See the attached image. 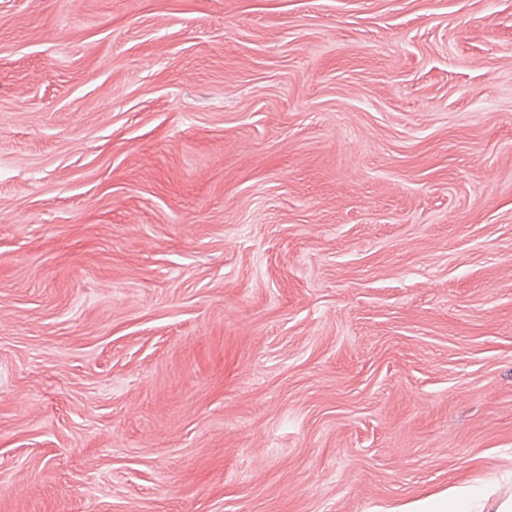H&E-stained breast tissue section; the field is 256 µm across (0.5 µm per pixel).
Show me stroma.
Returning <instances> with one entry per match:
<instances>
[{
  "label": "stroma",
  "mask_w": 512,
  "mask_h": 512,
  "mask_svg": "<svg viewBox=\"0 0 512 512\" xmlns=\"http://www.w3.org/2000/svg\"><path fill=\"white\" fill-rule=\"evenodd\" d=\"M508 473L512 0H0V512Z\"/></svg>",
  "instance_id": "obj_1"
}]
</instances>
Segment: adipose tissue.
<instances>
[{
  "label": "adipose tissue",
  "mask_w": 512,
  "mask_h": 512,
  "mask_svg": "<svg viewBox=\"0 0 512 512\" xmlns=\"http://www.w3.org/2000/svg\"><path fill=\"white\" fill-rule=\"evenodd\" d=\"M488 487L461 486L432 493L401 505L388 512H512V495L491 502Z\"/></svg>",
  "instance_id": "1"
}]
</instances>
